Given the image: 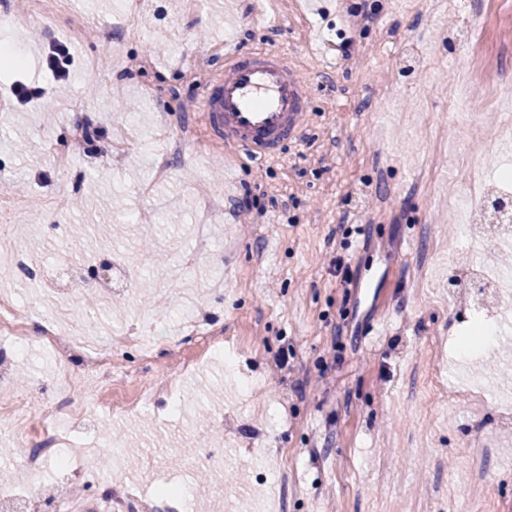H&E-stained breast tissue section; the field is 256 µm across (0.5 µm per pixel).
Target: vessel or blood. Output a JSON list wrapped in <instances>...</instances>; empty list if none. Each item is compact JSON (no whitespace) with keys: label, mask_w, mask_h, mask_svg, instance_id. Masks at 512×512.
<instances>
[{"label":"vessel or blood","mask_w":512,"mask_h":512,"mask_svg":"<svg viewBox=\"0 0 512 512\" xmlns=\"http://www.w3.org/2000/svg\"><path fill=\"white\" fill-rule=\"evenodd\" d=\"M307 104L288 51L267 47L226 56L198 99L213 134L241 161L278 160L285 142L298 141Z\"/></svg>","instance_id":"obj_1"}]
</instances>
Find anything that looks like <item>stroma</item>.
I'll return each mask as SVG.
<instances>
[{"label":"stroma","mask_w":512,"mask_h":512,"mask_svg":"<svg viewBox=\"0 0 512 512\" xmlns=\"http://www.w3.org/2000/svg\"><path fill=\"white\" fill-rule=\"evenodd\" d=\"M484 3L473 12L459 0H194L136 21L119 0L66 13L55 0H0L11 20L0 43L26 61L0 69V183L20 185L26 202L15 218L20 245L50 270L85 258L112 267V305L74 308L83 335L105 344L136 320L154 329L149 366L138 349H116L111 386L99 388L93 367L79 364L75 394L120 401L173 382L182 398L176 411L160 400L128 414L89 405L65 451L70 470H49L46 485L94 501L107 481L147 489L178 480L197 490L191 512L219 502L224 512H507L512 428L465 389L489 372L512 381L505 348L448 366L476 318L453 306L469 283L448 265L463 220L456 154L503 169L494 143L512 125V0ZM52 42L69 50L68 84L42 65ZM260 47L292 52L309 108L302 140L283 146L278 162L242 164L197 100L225 55ZM326 56L335 69L323 68ZM462 79L475 107L459 126L448 121V89ZM17 81L42 96L19 103ZM162 112L195 139L157 182L144 142L157 140ZM131 121L138 138L114 153V129ZM53 144L65 145L67 167ZM192 177L228 206L210 220L207 259L187 273L199 284L222 270L224 291L188 311L156 281L194 247ZM105 207L112 236L72 240L69 226L95 223ZM337 257L347 276L334 272ZM57 285L0 267V289L35 327L51 314L41 294ZM187 317L223 330L233 370L217 359L177 372L199 350L179 332ZM53 367L30 347L14 367L26 382L15 376L8 388L37 410ZM435 371L448 374L453 404L428 397ZM111 444L123 453L109 468ZM252 448L265 455V479L242 462Z\"/></svg>","instance_id":"1"}]
</instances>
